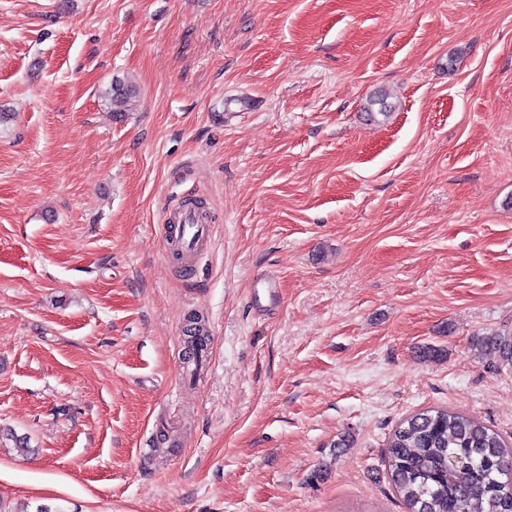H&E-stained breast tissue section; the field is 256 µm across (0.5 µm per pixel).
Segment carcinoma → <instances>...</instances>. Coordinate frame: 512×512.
Here are the masks:
<instances>
[{
  "mask_svg": "<svg viewBox=\"0 0 512 512\" xmlns=\"http://www.w3.org/2000/svg\"><path fill=\"white\" fill-rule=\"evenodd\" d=\"M106 97L118 112L137 105L132 85L117 81ZM480 355L512 365V332L478 339ZM456 461L448 469V461ZM388 474L409 512H512V448L488 426L447 409L405 419L389 439Z\"/></svg>",
  "mask_w": 512,
  "mask_h": 512,
  "instance_id": "1",
  "label": "carcinoma"
}]
</instances>
